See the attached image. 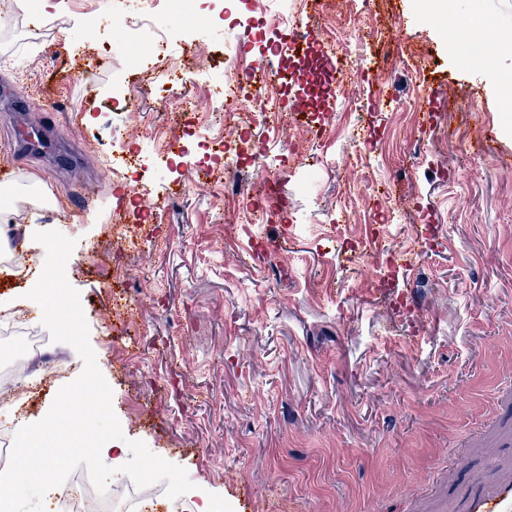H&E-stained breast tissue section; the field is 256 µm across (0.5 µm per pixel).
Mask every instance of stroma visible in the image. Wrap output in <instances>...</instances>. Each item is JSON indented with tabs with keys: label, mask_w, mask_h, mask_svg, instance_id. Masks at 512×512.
<instances>
[{
	"label": "stroma",
	"mask_w": 512,
	"mask_h": 512,
	"mask_svg": "<svg viewBox=\"0 0 512 512\" xmlns=\"http://www.w3.org/2000/svg\"><path fill=\"white\" fill-rule=\"evenodd\" d=\"M258 0L283 32L315 30L340 62L360 64L345 93L320 98L321 55H260L254 31L198 23L202 54L265 59L277 103L309 102L312 121L280 115L279 133L232 121L228 151L203 145L216 110L196 71L134 76L117 12L145 0H27L0 25V156L17 129L51 124L78 164L40 152L19 166L0 209V255L44 260L38 231L74 239L67 279L79 291L97 365L127 439L185 468L190 498L148 512H447L449 491L500 451L487 432L512 380V46L469 66L459 21L479 15L512 33V0ZM52 25H39L45 13ZM111 65L89 63L94 40ZM191 90L195 107L180 104ZM187 139L170 158L169 136ZM307 146L308 164L295 162ZM271 184L255 178L257 167ZM141 183L165 204L139 218ZM76 195L60 211L64 188ZM124 204L115 228L106 200ZM358 224L384 225L395 255L366 279ZM288 249L266 251L272 226ZM413 250L411 265L398 252ZM414 304L418 322L403 312ZM84 363L48 342L38 375L20 383L25 423L57 394L47 372L75 379Z\"/></svg>",
	"instance_id": "obj_1"
}]
</instances>
